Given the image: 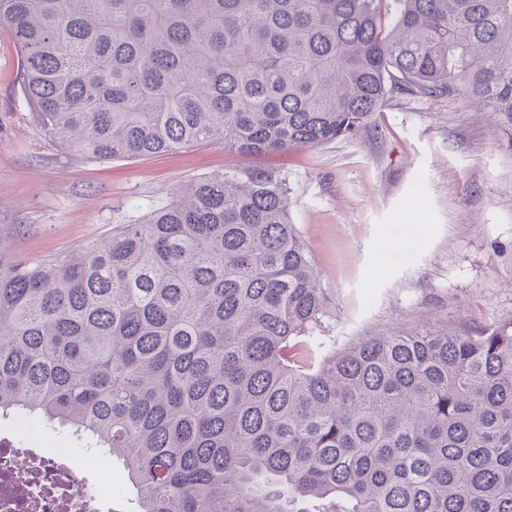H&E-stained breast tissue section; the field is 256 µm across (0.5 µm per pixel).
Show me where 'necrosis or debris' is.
<instances>
[{
  "label": "necrosis or debris",
  "mask_w": 512,
  "mask_h": 512,
  "mask_svg": "<svg viewBox=\"0 0 512 512\" xmlns=\"http://www.w3.org/2000/svg\"><path fill=\"white\" fill-rule=\"evenodd\" d=\"M111 480L112 458L98 449L78 467L67 449L48 456L0 438V512H103Z\"/></svg>",
  "instance_id": "obj_1"
}]
</instances>
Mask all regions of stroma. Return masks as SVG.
<instances>
[{
  "instance_id": "stroma-1",
  "label": "stroma",
  "mask_w": 512,
  "mask_h": 512,
  "mask_svg": "<svg viewBox=\"0 0 512 512\" xmlns=\"http://www.w3.org/2000/svg\"><path fill=\"white\" fill-rule=\"evenodd\" d=\"M21 82V53L0 29V239L19 260L63 259L169 206L192 180L260 166L288 179L291 220L327 295L315 330L325 342L512 318V153L471 102L395 95L372 127L316 147L244 156L209 143L101 161L47 133ZM16 424L81 462L66 432Z\"/></svg>"
}]
</instances>
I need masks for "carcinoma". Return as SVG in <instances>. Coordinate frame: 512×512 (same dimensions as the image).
Segmentation results:
<instances>
[{
  "label": "carcinoma",
  "mask_w": 512,
  "mask_h": 512,
  "mask_svg": "<svg viewBox=\"0 0 512 512\" xmlns=\"http://www.w3.org/2000/svg\"><path fill=\"white\" fill-rule=\"evenodd\" d=\"M38 123L90 159L313 147L389 96L512 153V0H0ZM288 180L226 170L52 263L0 247V417L124 464L138 512H512V318L313 335Z\"/></svg>",
  "instance_id": "1"
}]
</instances>
